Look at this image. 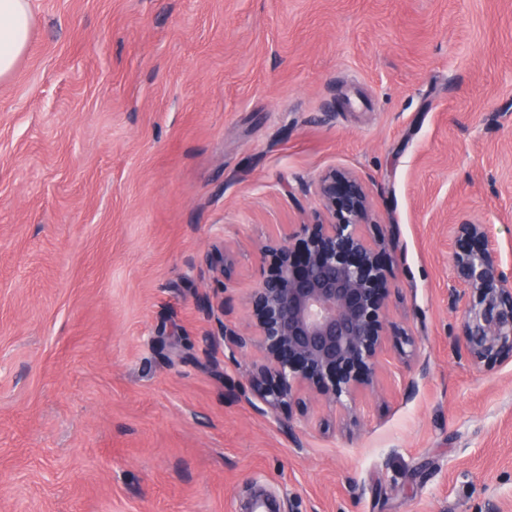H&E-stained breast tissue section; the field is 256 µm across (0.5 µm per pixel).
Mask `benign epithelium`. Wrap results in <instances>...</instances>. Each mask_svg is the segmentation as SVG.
I'll list each match as a JSON object with an SVG mask.
<instances>
[{"label": "benign epithelium", "instance_id": "benign-epithelium-1", "mask_svg": "<svg viewBox=\"0 0 512 512\" xmlns=\"http://www.w3.org/2000/svg\"><path fill=\"white\" fill-rule=\"evenodd\" d=\"M323 216L262 248L261 276L251 289V332L224 323V288L232 264L215 247L204 257L216 284L200 308L214 319L209 340L228 358L254 347L259 361L241 393L284 415L305 414L312 399L328 404L373 387L388 336L400 335L386 312L394 278V232L373 219L364 181L331 169L317 185ZM453 308L462 312L457 342L476 367L492 371L512 361V267L506 266L489 224L455 227Z\"/></svg>", "mask_w": 512, "mask_h": 512}]
</instances>
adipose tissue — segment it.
I'll use <instances>...</instances> for the list:
<instances>
[{"label": "adipose tissue", "instance_id": "ef3b65f1", "mask_svg": "<svg viewBox=\"0 0 512 512\" xmlns=\"http://www.w3.org/2000/svg\"><path fill=\"white\" fill-rule=\"evenodd\" d=\"M32 23L29 0H0V80L10 76L23 57Z\"/></svg>", "mask_w": 512, "mask_h": 512}]
</instances>
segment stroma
Returning <instances> with one entry per match:
<instances>
[{"mask_svg": "<svg viewBox=\"0 0 512 512\" xmlns=\"http://www.w3.org/2000/svg\"><path fill=\"white\" fill-rule=\"evenodd\" d=\"M0 81V512H512V363L453 334L454 225L512 263V0H31ZM395 226L374 389L286 431L239 395L204 257L299 231L319 175Z\"/></svg>", "mask_w": 512, "mask_h": 512, "instance_id": "35a3bbf8", "label": "stroma"}]
</instances>
